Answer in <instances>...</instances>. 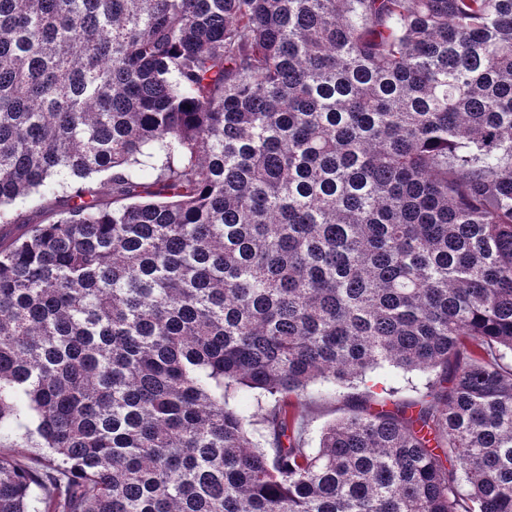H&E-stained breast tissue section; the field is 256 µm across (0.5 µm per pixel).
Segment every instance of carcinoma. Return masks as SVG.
Masks as SVG:
<instances>
[{
    "label": "carcinoma",
    "instance_id": "1",
    "mask_svg": "<svg viewBox=\"0 0 512 512\" xmlns=\"http://www.w3.org/2000/svg\"><path fill=\"white\" fill-rule=\"evenodd\" d=\"M20 223L0 512H512V0H0ZM424 378L423 376L418 372H412V373H402V372H395L390 375H380L379 381L384 383H379L378 387L381 388L382 386L386 387H394L398 389L399 393L397 394L400 398H405L412 396L414 392L411 388L412 386H419L423 382ZM342 404L336 399H317L307 402L304 407V416L307 424L305 437L309 447L317 446L318 434L323 426L343 415Z\"/></svg>",
    "mask_w": 512,
    "mask_h": 512
}]
</instances>
